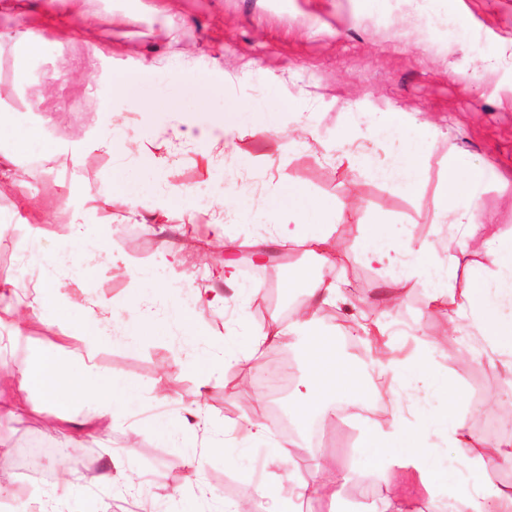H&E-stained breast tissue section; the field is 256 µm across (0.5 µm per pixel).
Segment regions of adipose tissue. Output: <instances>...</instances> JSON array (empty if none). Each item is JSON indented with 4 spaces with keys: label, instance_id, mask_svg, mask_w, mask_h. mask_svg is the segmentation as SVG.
Masks as SVG:
<instances>
[{
    "label": "adipose tissue",
    "instance_id": "obj_1",
    "mask_svg": "<svg viewBox=\"0 0 512 512\" xmlns=\"http://www.w3.org/2000/svg\"><path fill=\"white\" fill-rule=\"evenodd\" d=\"M239 110V104L226 101L223 114L187 119L183 135L202 145L221 139L226 147H233L235 115ZM402 122V113L386 112L372 129L374 137L394 145L391 160L386 165L373 166L369 154L351 148L344 139L337 148V163L373 169L382 180L395 183L405 191H414L430 177L431 154L419 145L400 144ZM98 126V131L79 135L70 148L71 161H78L83 146L92 143L108 151L116 149L134 156L140 166L155 170L157 159L153 153L120 138L111 105H103ZM486 179L484 167H459L456 154H449L448 166L440 177L437 200L438 217L450 213L456 217L450 226L446 246V269H439L431 262L430 245L396 239L380 223L369 225L365 233L364 256L369 264L381 271L401 269L402 277L393 282L397 288L407 287L412 275L421 274L431 285V304L448 316L449 335H460L466 329L474 331L485 338L504 364L512 368V235L499 231L483 234L477 227L476 193ZM283 209L294 213V221L274 223V215ZM343 211V205L336 201L309 197L291 188L276 190L251 202L244 217L257 224L269 225L270 241L279 244L303 242L329 261L334 254L329 246L327 222L341 219ZM467 249L484 254L487 262L471 268L466 287L460 291L452 281L451 270L458 263L459 252ZM293 285L308 292V300L297 319L286 325L273 320L267 329L253 336L249 351L240 356L239 361L250 368L258 367L265 347L287 336L300 338L307 379L298 393V413L305 419L326 413L338 401L358 402L364 386L359 372L340 358L332 335L319 323L322 306L335 303L340 297L339 289L332 283L311 285L304 279L294 280ZM68 286V280L48 277L35 285L30 299L10 297L6 304L0 305V324L44 320L57 301L64 297ZM157 327L150 311H142L138 319L131 320L107 316L99 310L97 303H90L83 309V354L75 358L59 351L40 353L18 374L0 378V414L29 413L42 404L55 410L49 422L51 430H65L79 419L98 435H107L118 420L115 401L132 400L138 393L124 381L95 371L92 365L95 346L101 338L114 333L121 334L134 345L145 333ZM401 431V423L397 420L386 428L369 427L362 442L365 454L379 470L384 483H391L397 471L406 470L417 474L427 496H434L446 476L434 465L433 420L427 416L422 418L416 441L402 456L387 455L388 443ZM339 482V476L329 463L313 459L307 478L276 490L268 512H300L303 502L312 498L335 500ZM453 509L454 512H512V488L481 485L455 497Z\"/></svg>",
    "mask_w": 512,
    "mask_h": 512
}]
</instances>
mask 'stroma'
Instances as JSON below:
<instances>
[{"mask_svg": "<svg viewBox=\"0 0 512 512\" xmlns=\"http://www.w3.org/2000/svg\"><path fill=\"white\" fill-rule=\"evenodd\" d=\"M25 2L22 11L0 10V32L44 25L57 15L79 27L91 22L119 31L112 41L116 57L144 58L156 67L152 81L138 88V97L164 99L168 109L150 123L133 102L114 97L111 74L89 77L61 69V60L79 56L78 44L53 41L28 60L33 75L51 77L53 90L31 116L44 133L27 153L31 176L19 188L0 184V282L9 281L20 292L45 275V268L23 262L16 240L24 225L39 224L45 230L43 244L53 245L67 233L72 198H87L82 220L91 232L104 233L112 260L83 267L78 283L67 288L64 303L47 321L20 333L12 325L0 326V368H22L33 350L61 343L68 351L81 350L77 311L91 300L128 318L138 304L150 303L165 332L143 338L135 348L119 336L97 344V370L125 379L140 394L134 402L116 403L123 422L105 441L96 444L78 432L49 433L43 414L0 419L2 458L34 435L50 434L60 447L85 451L77 470L57 458L47 459L37 477L22 476L11 466L0 469V501L8 512H41L39 492L65 479L72 493L84 498L87 512H128L130 501L150 512H224L225 503L242 499L249 512H265L264 495L246 497L249 485L270 489L287 483L291 473H307L300 450L308 445L311 424L300 420L294 405L305 375L299 345L277 347L295 366L278 403L290 428L271 429L265 442L244 435L258 407L255 392L234 389L230 377L237 367L224 368L203 386L180 362L220 342L246 353L251 336L267 326L271 314L304 300V289L284 286L300 274L314 280L328 273L343 284L332 317L320 323L350 365L363 372L380 358L416 356L423 358L427 374L442 382L438 388L409 391L387 379L372 381L361 402L320 416L321 451L345 481L336 502L312 500L308 512H378L391 493L407 497L415 512H428L417 475L399 473L392 486H385L361 448L362 439L367 427L400 416L403 438L392 443L390 453L402 454L421 410L443 420L448 394L455 389L465 394L460 414L471 443L453 448L444 431L433 436L441 464L465 469L463 476L441 485V512L449 498L472 485L512 486V469L485 473L467 465L497 441L486 423L512 420V368L486 351L481 337L449 335L446 317L430 306V286L423 277L412 276L406 290H390L383 273L362 256L366 229L376 222L386 224L394 237L408 233L418 243L448 238V224L433 223L432 216L436 174L447 166L452 147L462 165H481L489 172L478 192L483 225L512 230V0H176L171 7L165 0H86L80 16L71 14L65 0ZM185 72L218 84L206 101L207 111H223L228 98L240 103L237 144L241 155L254 160V188L218 178V171L239 168L223 144L204 148L175 135L181 118L195 108L181 92ZM38 91V85L19 83L14 43L0 42V107L22 108ZM106 101L126 119L124 135L159 156L164 181L118 151L89 147L75 164L50 154V142L94 127ZM271 104L279 111L276 135L257 119ZM393 111L405 115L403 139L417 143L418 131H425L422 140L433 153L434 177L411 193L334 159L344 134L371 152L375 163H387L391 146L370 140L368 129L381 113ZM291 136L298 143L289 150L285 143ZM200 183L213 184L209 199L194 219L175 215V229L166 235L156 231L145 209L126 202L131 194L154 198ZM281 185L309 196L357 201V209L345 212L329 240L339 253L337 262H324L301 245H268L278 263L254 265L255 246L266 243L268 234L231 218L230 212ZM103 215L111 222L101 228L96 220ZM218 219L223 225L217 229ZM173 254L185 259L187 269L204 270L200 287L224 293L223 314L200 313L178 294L155 299L150 286L136 278L139 268L165 269ZM228 260L237 269L231 285L220 277ZM189 321L199 332L191 345L184 342ZM374 322L384 335L364 334L363 324ZM64 327L69 330L65 337L60 334ZM197 413L207 428L193 424ZM213 430L224 435L223 452L206 447ZM284 440L295 448L289 463L273 458V444ZM112 455L133 478V496L110 491L103 480Z\"/></svg>", "mask_w": 512, "mask_h": 512, "instance_id": "35a3bbf8", "label": "stroma"}]
</instances>
